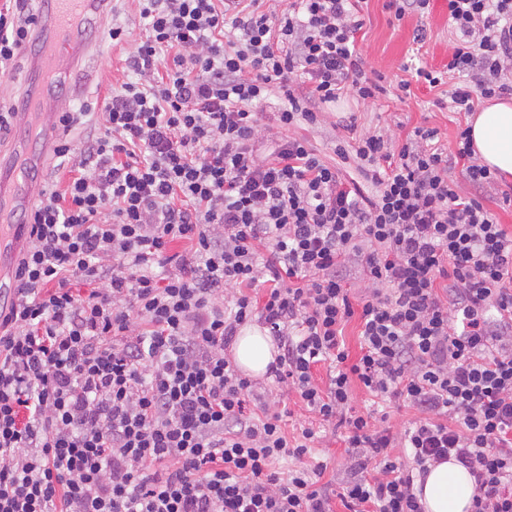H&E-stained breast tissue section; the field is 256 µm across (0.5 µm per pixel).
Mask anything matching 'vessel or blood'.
<instances>
[{"label": "vessel or blood", "mask_w": 512, "mask_h": 512, "mask_svg": "<svg viewBox=\"0 0 512 512\" xmlns=\"http://www.w3.org/2000/svg\"><path fill=\"white\" fill-rule=\"evenodd\" d=\"M97 6L98 0H51L48 18L34 45L41 85L28 112L21 115L32 128L31 138L37 148L23 153L20 163L6 168L0 166V178L8 177L21 188L19 194L0 198L1 224L21 223L36 196L33 171L39 164L41 150L47 149L56 139L59 114L67 110V99L71 95L69 84L59 77L58 62L67 56L77 61L87 54V22Z\"/></svg>", "instance_id": "obj_1"}]
</instances>
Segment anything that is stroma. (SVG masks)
<instances>
[{
    "instance_id": "35a3bbf8",
    "label": "stroma",
    "mask_w": 512,
    "mask_h": 512,
    "mask_svg": "<svg viewBox=\"0 0 512 512\" xmlns=\"http://www.w3.org/2000/svg\"><path fill=\"white\" fill-rule=\"evenodd\" d=\"M447 3L448 0H429L425 14H414L398 21L386 9L385 0H368L366 24L358 35L357 47L369 67L388 76L391 85L387 94L365 105L349 98L326 105L321 121L314 126L296 128V135L306 139L323 160L331 164H339L332 152V144L343 136V123L351 116L355 117L359 131H380L395 140L405 138L417 127L434 128L439 132L441 143L448 149H455L457 127L466 123L468 115L446 107L451 85L432 89L427 84L416 82L411 86V96L404 99L400 98L396 88L405 77L402 66L406 62L434 69L447 64L448 51L455 39V32L448 24ZM115 23L128 29L129 43L115 46L108 41L107 31ZM420 27L427 30V39L422 44L413 40L416 29ZM143 35L136 0H108L91 32L93 48L90 59L78 70L72 69L69 61L61 63L62 70L68 71L71 79L84 86L82 97L74 101L75 106L105 97L110 86L125 80V60ZM352 407L355 413L369 417L374 427H389L395 437L417 417L413 409L395 403L376 402L372 395L358 386L353 389ZM345 436L346 431L341 427L327 432L318 447L312 448L303 459L308 466L326 462L327 469L321 481L336 492L346 477L348 452Z\"/></svg>"
}]
</instances>
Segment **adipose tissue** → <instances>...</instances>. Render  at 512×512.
I'll use <instances>...</instances> for the list:
<instances>
[{"label":"adipose tissue","instance_id":"adipose-tissue-1","mask_svg":"<svg viewBox=\"0 0 512 512\" xmlns=\"http://www.w3.org/2000/svg\"><path fill=\"white\" fill-rule=\"evenodd\" d=\"M469 124L480 163L499 175H512V101L486 102ZM277 354L271 336L257 327L243 329L234 346L237 367L251 377L264 376ZM473 495L472 477L453 460L431 466L419 493L425 512H469Z\"/></svg>","mask_w":512,"mask_h":512}]
</instances>
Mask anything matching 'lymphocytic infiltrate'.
<instances>
[{
  "label": "lymphocytic infiltrate",
  "instance_id": "lymphocytic-infiltrate-1",
  "mask_svg": "<svg viewBox=\"0 0 512 512\" xmlns=\"http://www.w3.org/2000/svg\"><path fill=\"white\" fill-rule=\"evenodd\" d=\"M0 11V76L32 39L34 0ZM145 35L131 80L105 98L99 131L68 134V174L38 192L0 310V512H333L324 464L300 460L281 413L251 416L254 389L225 355L259 320L281 350L268 371L319 425H346L347 512H424L415 474L454 459L471 512H512V234L482 203L495 182L473 156L417 127L339 140L341 178L298 125L323 105L383 92L357 36L365 0H138ZM456 39L442 70L415 67L450 98L512 96V0H448ZM282 136L257 143L258 110ZM462 165L464 194L448 177ZM360 261L366 293L351 300ZM266 283L263 297L253 296ZM360 319V353L344 325ZM326 364V380L314 374ZM402 400L410 462L388 430L350 414L352 385Z\"/></svg>",
  "mask_w": 512,
  "mask_h": 512
}]
</instances>
